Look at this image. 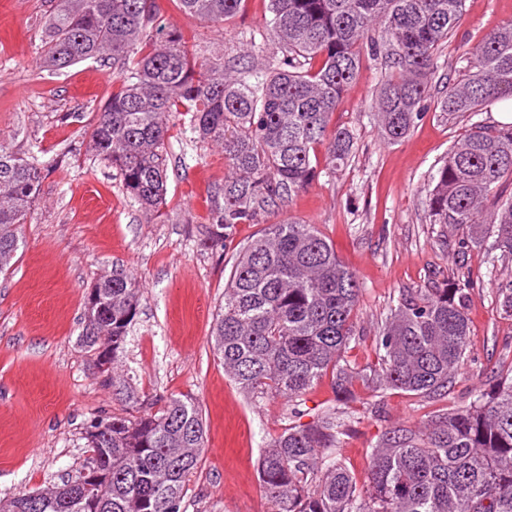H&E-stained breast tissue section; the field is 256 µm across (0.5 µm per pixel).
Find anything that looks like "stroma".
<instances>
[{
    "instance_id": "35a3bbf8",
    "label": "stroma",
    "mask_w": 512,
    "mask_h": 512,
    "mask_svg": "<svg viewBox=\"0 0 512 512\" xmlns=\"http://www.w3.org/2000/svg\"><path fill=\"white\" fill-rule=\"evenodd\" d=\"M156 5L192 50L228 62L242 57L270 18L268 0H245L221 27L200 24L173 0ZM47 10L46 0H0V141L43 169L17 260L0 274V498L75 477L88 456V421L187 397L199 405L207 432L181 512H266L258 464L289 424L288 403L245 395L225 374L211 336L232 263L262 227L242 224L224 246L203 245L208 192L226 172L224 150L199 141L179 119L167 146L166 202L159 218L147 219L115 170L89 149L88 129L112 95V63L42 67ZM509 20L512 0H467L461 25L440 48L432 96L464 78L469 49ZM383 77L382 60H363L331 119L354 136L349 160L333 171L319 164L312 184L279 217L316 225L353 271L362 289L351 343L359 365L374 362L375 330L406 292L469 281L472 334L464 379L448 397L359 391L342 456L360 479L385 428L467 405L471 389L492 387L499 364L512 359V318L495 299L512 259L476 247L459 252L456 238L426 221L424 206V190L451 145L475 125H496V107L453 115L425 109L409 136L391 144L375 110ZM116 269L142 293L116 370L127 396L102 386L81 342L88 291Z\"/></svg>"
}]
</instances>
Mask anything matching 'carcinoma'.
I'll return each instance as SVG.
<instances>
[{
    "mask_svg": "<svg viewBox=\"0 0 512 512\" xmlns=\"http://www.w3.org/2000/svg\"><path fill=\"white\" fill-rule=\"evenodd\" d=\"M244 0H175L206 24L236 17ZM466 0H268V35L283 67L244 73L224 58L188 50L155 0H58L46 23L43 63L62 70L112 59V97L91 125L89 148L114 168L126 195L154 215L167 193L169 117L190 115L202 141L224 146L228 174L209 191L212 242L241 224L261 235L235 259L213 326L224 371L248 395L291 403L292 423L264 451L258 480L267 512H512V362L497 383L464 407L418 426H394L372 448L364 481L342 461L340 435L351 421L356 386L425 399L448 396L469 348V283L402 295L376 339L377 363L360 368L349 352L361 288L316 225L270 221L316 174L318 147L334 170L353 134L331 126L359 76L362 55L384 58L393 78L375 108L384 138L405 139L427 109L438 52L463 20ZM472 71L434 103L443 113L477 112L512 99V20L469 50ZM512 125H476L448 150L426 194L429 223L512 258ZM42 169L0 144V273L21 247V227L39 197ZM110 313L85 320L82 341L102 365L98 337L112 338V364L141 301L121 270L96 284ZM512 317V276L497 284ZM338 406L308 423L298 406L323 378ZM98 500L77 481L33 498L0 500V512H180L206 447L201 410L170 398L155 411L112 415L85 427Z\"/></svg>",
    "mask_w": 512,
    "mask_h": 512,
    "instance_id": "1",
    "label": "carcinoma"
}]
</instances>
